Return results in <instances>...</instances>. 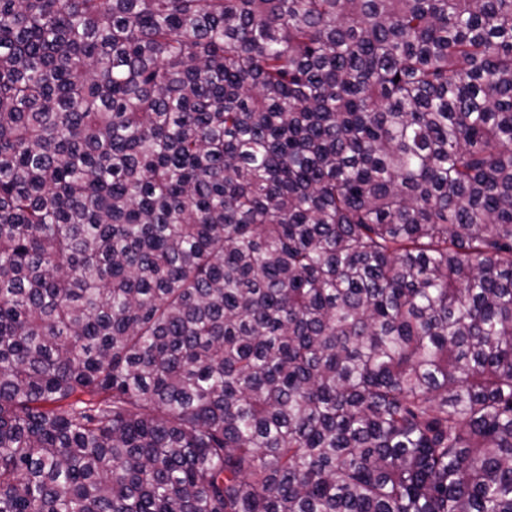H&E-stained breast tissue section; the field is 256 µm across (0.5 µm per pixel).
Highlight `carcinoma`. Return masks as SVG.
Returning <instances> with one entry per match:
<instances>
[{
  "instance_id": "1",
  "label": "carcinoma",
  "mask_w": 512,
  "mask_h": 512,
  "mask_svg": "<svg viewBox=\"0 0 512 512\" xmlns=\"http://www.w3.org/2000/svg\"><path fill=\"white\" fill-rule=\"evenodd\" d=\"M0 512H512V0H0Z\"/></svg>"
}]
</instances>
